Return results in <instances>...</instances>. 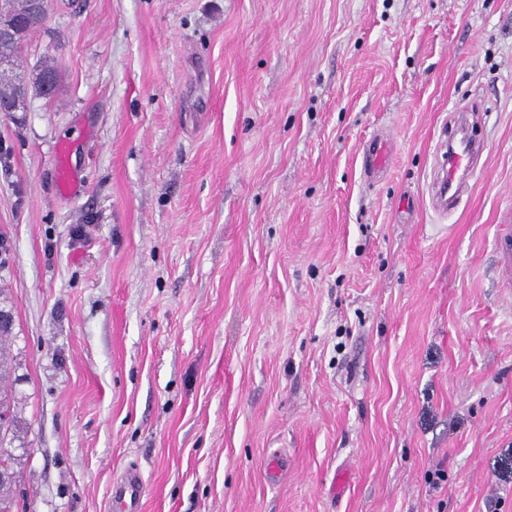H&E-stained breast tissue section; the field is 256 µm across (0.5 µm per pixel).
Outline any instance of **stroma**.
<instances>
[{"label":"stroma","mask_w":512,"mask_h":512,"mask_svg":"<svg viewBox=\"0 0 512 512\" xmlns=\"http://www.w3.org/2000/svg\"><path fill=\"white\" fill-rule=\"evenodd\" d=\"M18 74L15 512H112L129 465L143 512H512V0H78ZM464 107L485 150L442 216ZM448 138L437 150V167L433 183L432 202L436 210L451 212L460 202L461 193L470 185L478 170L483 144L472 134L466 114L449 115ZM391 139L386 132L374 134L362 150V172L367 181L382 177L389 168ZM67 145L60 148V161L56 168V179L59 188L66 195H73L78 191V179L66 162ZM505 224H500L503 233L504 247L500 251L501 279L510 285L512 281V248H510V224H512V212H507L502 217Z\"/></svg>","instance_id":"stroma-1"}]
</instances>
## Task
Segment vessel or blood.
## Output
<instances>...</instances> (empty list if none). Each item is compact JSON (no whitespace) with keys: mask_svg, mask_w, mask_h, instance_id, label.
Returning a JSON list of instances; mask_svg holds the SVG:
<instances>
[{"mask_svg":"<svg viewBox=\"0 0 512 512\" xmlns=\"http://www.w3.org/2000/svg\"><path fill=\"white\" fill-rule=\"evenodd\" d=\"M450 129L437 150V167L432 202L436 210L450 212L460 202L462 192L478 170L483 144L472 133L465 114H450ZM391 139L386 132L374 134L362 150V172L366 180L382 177L389 168ZM145 482L140 471L128 467L113 480L111 489L114 512H143Z\"/></svg>","mask_w":512,"mask_h":512,"instance_id":"vessel-or-blood-1","label":"vessel or blood"}]
</instances>
